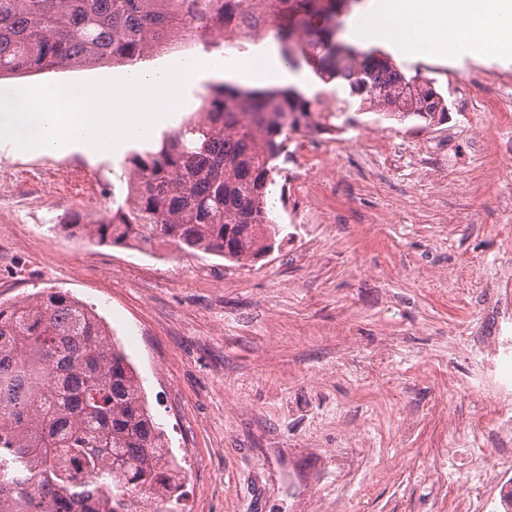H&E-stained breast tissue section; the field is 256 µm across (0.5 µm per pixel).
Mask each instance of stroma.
<instances>
[{
  "instance_id": "obj_1",
  "label": "stroma",
  "mask_w": 512,
  "mask_h": 512,
  "mask_svg": "<svg viewBox=\"0 0 512 512\" xmlns=\"http://www.w3.org/2000/svg\"><path fill=\"white\" fill-rule=\"evenodd\" d=\"M448 102L384 117L315 81L354 124L292 134L269 187L282 231L245 264L69 237L122 204L124 153L0 144V302L55 288L94 306L176 456L187 512H457L498 496L502 449L463 459L499 412L469 383L512 266V58L400 61ZM333 160L309 165L322 142Z\"/></svg>"
}]
</instances>
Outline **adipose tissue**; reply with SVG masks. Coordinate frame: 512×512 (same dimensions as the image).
Listing matches in <instances>:
<instances>
[{
    "label": "adipose tissue",
    "mask_w": 512,
    "mask_h": 512,
    "mask_svg": "<svg viewBox=\"0 0 512 512\" xmlns=\"http://www.w3.org/2000/svg\"><path fill=\"white\" fill-rule=\"evenodd\" d=\"M342 38L404 56H510L512 0H364Z\"/></svg>",
    "instance_id": "adipose-tissue-1"
}]
</instances>
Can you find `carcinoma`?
<instances>
[{"label":"carcinoma","mask_w":512,"mask_h":512,"mask_svg":"<svg viewBox=\"0 0 512 512\" xmlns=\"http://www.w3.org/2000/svg\"><path fill=\"white\" fill-rule=\"evenodd\" d=\"M351 0H0V80L53 68L135 65L193 35L209 48L244 45L276 26L292 68L341 80L384 115L441 122V93L406 76L389 54L336 40ZM319 17L323 25L309 21ZM224 27L221 41L212 39ZM314 102L293 86H208L196 114L159 145L126 157L133 195L112 216L75 213L64 228L98 245H157L243 263L272 247L280 225L266 197L290 134L317 128ZM107 325L63 291L0 303V512H177V459L136 369Z\"/></svg>","instance_id":"carcinoma-1"}]
</instances>
